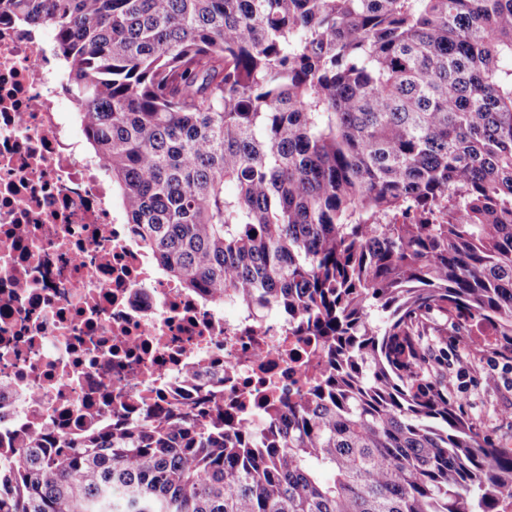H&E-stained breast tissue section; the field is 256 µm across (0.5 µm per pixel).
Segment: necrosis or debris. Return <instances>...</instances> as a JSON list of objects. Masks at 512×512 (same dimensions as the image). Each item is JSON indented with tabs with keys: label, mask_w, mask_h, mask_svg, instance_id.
<instances>
[{
	"label": "necrosis or debris",
	"mask_w": 512,
	"mask_h": 512,
	"mask_svg": "<svg viewBox=\"0 0 512 512\" xmlns=\"http://www.w3.org/2000/svg\"><path fill=\"white\" fill-rule=\"evenodd\" d=\"M64 96L43 31L0 22V441L68 440L209 393L245 400L236 423L265 429L268 383L297 396L323 360L287 317L226 319L145 256Z\"/></svg>",
	"instance_id": "obj_1"
}]
</instances>
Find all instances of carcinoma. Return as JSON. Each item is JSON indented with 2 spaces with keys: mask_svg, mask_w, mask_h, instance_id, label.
Returning a JSON list of instances; mask_svg holds the SVG:
<instances>
[{
  "mask_svg": "<svg viewBox=\"0 0 512 512\" xmlns=\"http://www.w3.org/2000/svg\"><path fill=\"white\" fill-rule=\"evenodd\" d=\"M53 32L133 237L332 367L267 431L221 396L23 455L0 512H512L448 332L512 349V0H0ZM235 185L232 194L224 191Z\"/></svg>",
  "mask_w": 512,
  "mask_h": 512,
  "instance_id": "cac0c4a2",
  "label": "carcinoma"
}]
</instances>
